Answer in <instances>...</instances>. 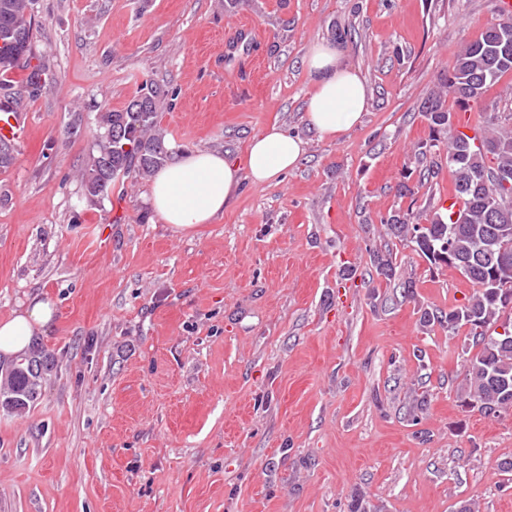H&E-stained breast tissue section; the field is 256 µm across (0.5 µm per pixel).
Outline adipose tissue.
Returning a JSON list of instances; mask_svg holds the SVG:
<instances>
[{
	"label": "adipose tissue",
	"instance_id": "obj_1",
	"mask_svg": "<svg viewBox=\"0 0 512 512\" xmlns=\"http://www.w3.org/2000/svg\"><path fill=\"white\" fill-rule=\"evenodd\" d=\"M305 68L312 85L308 120L319 138L332 141L359 125L367 107V88L359 70L344 65L335 46L323 41L312 46ZM303 153V140L274 123L250 139L242 161L201 150L180 155L156 171L150 189L153 209L173 228L196 229L223 212L241 179L255 185L278 183ZM54 314L50 301L35 298L0 322V357L24 353L34 332L50 328Z\"/></svg>",
	"mask_w": 512,
	"mask_h": 512
}]
</instances>
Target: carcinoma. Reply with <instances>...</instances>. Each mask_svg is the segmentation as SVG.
Listing matches in <instances>:
<instances>
[{
  "instance_id": "obj_1",
  "label": "carcinoma",
  "mask_w": 512,
  "mask_h": 512,
  "mask_svg": "<svg viewBox=\"0 0 512 512\" xmlns=\"http://www.w3.org/2000/svg\"><path fill=\"white\" fill-rule=\"evenodd\" d=\"M33 0H0V115L23 109L55 82V74L32 53ZM27 71L18 82L8 78L15 70ZM512 74V15L503 14L486 24L480 36L462 45L440 83L459 106L478 104L489 87ZM165 104L164 93L145 84L122 110L99 106L98 132L90 165L83 175L85 195L96 201L112 193L120 180L144 179L174 161L177 150L157 128V114ZM424 114L438 136L417 147L416 161L422 178L436 174L444 159L453 177V198L462 208L421 224L422 213L397 210L384 221L389 234L413 244L415 251L435 265L462 273L475 288L467 303L443 311L425 309L420 323H437L453 334L469 329L477 353L470 359L466 398L482 413L512 409V327L504 333L490 328L512 299V126L496 123L485 114L487 135L476 143L454 125L453 113L440 95L424 103ZM377 274L390 281L395 276L392 258L376 252ZM50 355L32 353L14 365L0 385V406L16 412L36 401L42 373L50 367Z\"/></svg>"
}]
</instances>
